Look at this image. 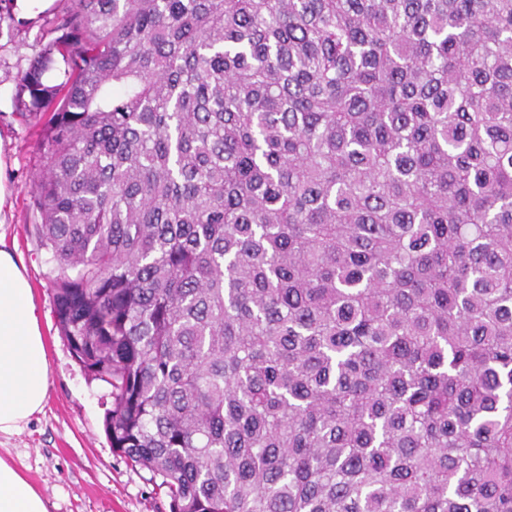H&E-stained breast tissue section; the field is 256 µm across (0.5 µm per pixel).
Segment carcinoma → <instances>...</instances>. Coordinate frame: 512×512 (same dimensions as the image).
Segmentation results:
<instances>
[{
	"mask_svg": "<svg viewBox=\"0 0 512 512\" xmlns=\"http://www.w3.org/2000/svg\"><path fill=\"white\" fill-rule=\"evenodd\" d=\"M54 30L19 92L56 327L169 512H512V0Z\"/></svg>",
	"mask_w": 512,
	"mask_h": 512,
	"instance_id": "carcinoma-1",
	"label": "carcinoma"
}]
</instances>
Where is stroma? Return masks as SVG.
<instances>
[{
    "label": "stroma",
    "mask_w": 512,
    "mask_h": 512,
    "mask_svg": "<svg viewBox=\"0 0 512 512\" xmlns=\"http://www.w3.org/2000/svg\"><path fill=\"white\" fill-rule=\"evenodd\" d=\"M68 0L27 12L10 5L0 22V178L9 192L0 241L21 259L34 291L49 354V400L24 432L0 435V456L12 461L40 489L48 512H169L148 471L115 453L104 431L111 388L88 381L56 328L51 265L33 228L32 192L38 168L37 136L21 120L18 77L54 38L53 21Z\"/></svg>",
    "instance_id": "obj_1"
}]
</instances>
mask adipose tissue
Instances as JSON below:
<instances>
[{"instance_id": "adipose-tissue-1", "label": "adipose tissue", "mask_w": 512, "mask_h": 512, "mask_svg": "<svg viewBox=\"0 0 512 512\" xmlns=\"http://www.w3.org/2000/svg\"><path fill=\"white\" fill-rule=\"evenodd\" d=\"M49 399V368L25 267L0 248V434L21 433ZM0 512H47L42 493L0 457Z\"/></svg>"}]
</instances>
